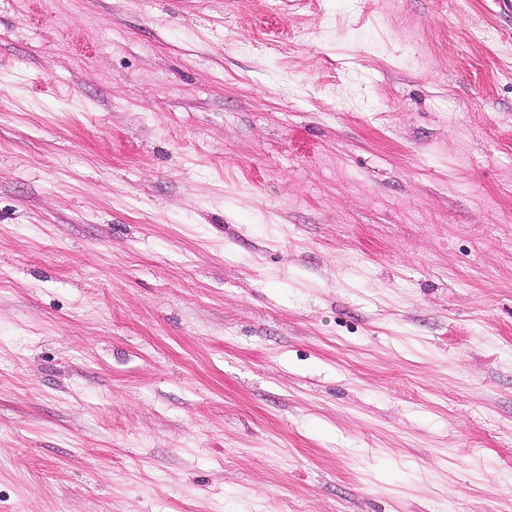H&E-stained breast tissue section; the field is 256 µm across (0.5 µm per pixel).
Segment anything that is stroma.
<instances>
[{"mask_svg":"<svg viewBox=\"0 0 512 512\" xmlns=\"http://www.w3.org/2000/svg\"><path fill=\"white\" fill-rule=\"evenodd\" d=\"M0 512H512L495 0H0Z\"/></svg>","mask_w":512,"mask_h":512,"instance_id":"obj_1","label":"stroma"}]
</instances>
